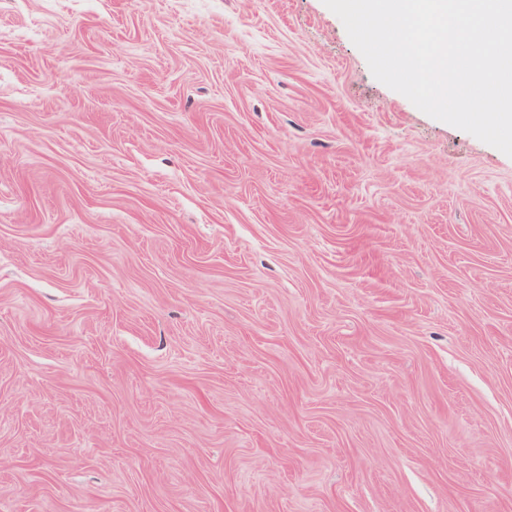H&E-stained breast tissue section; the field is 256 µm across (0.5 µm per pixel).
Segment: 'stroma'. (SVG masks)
Here are the masks:
<instances>
[{"instance_id":"35a3bbf8","label":"stroma","mask_w":512,"mask_h":512,"mask_svg":"<svg viewBox=\"0 0 512 512\" xmlns=\"http://www.w3.org/2000/svg\"><path fill=\"white\" fill-rule=\"evenodd\" d=\"M0 512H512V157L323 0H0Z\"/></svg>"}]
</instances>
